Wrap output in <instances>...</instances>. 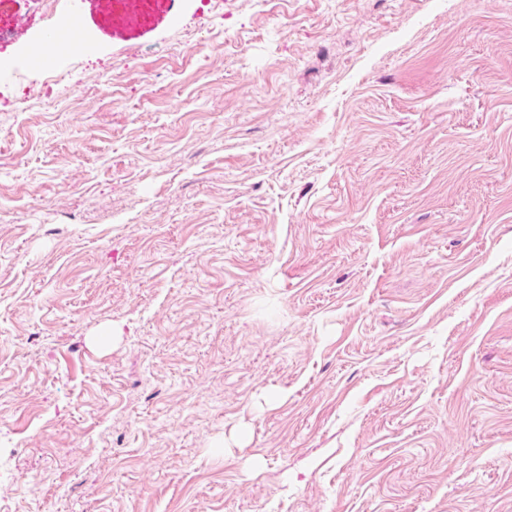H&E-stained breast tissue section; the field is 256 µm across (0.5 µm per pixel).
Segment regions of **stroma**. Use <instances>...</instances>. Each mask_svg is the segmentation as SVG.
<instances>
[{"label": "stroma", "mask_w": 512, "mask_h": 512, "mask_svg": "<svg viewBox=\"0 0 512 512\" xmlns=\"http://www.w3.org/2000/svg\"><path fill=\"white\" fill-rule=\"evenodd\" d=\"M99 2L0 50V512H512V0Z\"/></svg>", "instance_id": "35a3bbf8"}]
</instances>
